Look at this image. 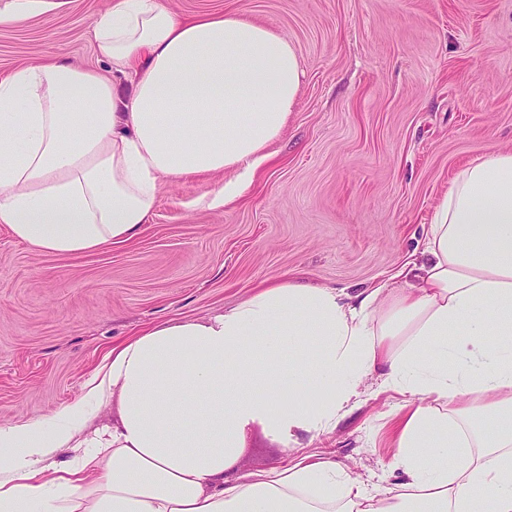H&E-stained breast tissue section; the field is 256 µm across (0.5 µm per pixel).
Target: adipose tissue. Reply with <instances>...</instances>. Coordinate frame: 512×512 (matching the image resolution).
Instances as JSON below:
<instances>
[{"instance_id": "ef3b65f1", "label": "adipose tissue", "mask_w": 512, "mask_h": 512, "mask_svg": "<svg viewBox=\"0 0 512 512\" xmlns=\"http://www.w3.org/2000/svg\"><path fill=\"white\" fill-rule=\"evenodd\" d=\"M65 4L0 0V27ZM92 34L129 95L65 59L0 80V224L61 255L136 237L165 181L228 171L199 204L240 196L300 87L294 47L234 13L112 0ZM374 374L395 422L380 482L318 455L234 472L250 425L293 446L330 433ZM0 512H512V152L456 172L420 257L385 280L258 286L113 348L52 417L0 425Z\"/></svg>"}]
</instances>
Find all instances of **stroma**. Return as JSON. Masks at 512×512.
Masks as SVG:
<instances>
[{
	"mask_svg": "<svg viewBox=\"0 0 512 512\" xmlns=\"http://www.w3.org/2000/svg\"><path fill=\"white\" fill-rule=\"evenodd\" d=\"M176 14L234 12L290 42L295 108L244 195L194 207L217 175L163 183L135 238L57 255L0 224V424L51 417L82 398L113 347L201 319L259 284L294 276L359 288L416 251L452 176L512 150V0H166ZM110 0H67L0 28V79L52 57L104 75L90 35ZM389 418L369 400L329 434L290 447L246 430L237 473L330 454L361 477L389 457Z\"/></svg>",
	"mask_w": 512,
	"mask_h": 512,
	"instance_id": "1",
	"label": "stroma"
}]
</instances>
